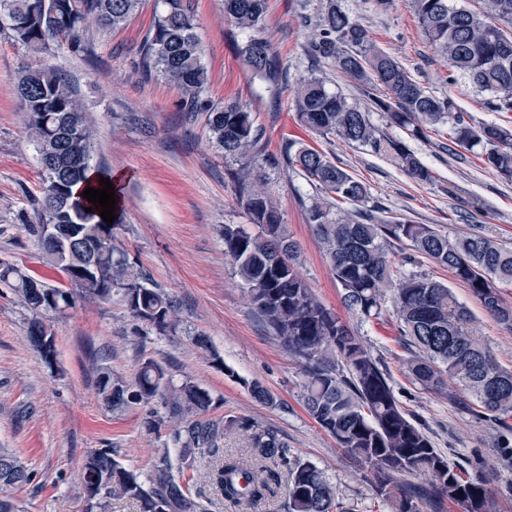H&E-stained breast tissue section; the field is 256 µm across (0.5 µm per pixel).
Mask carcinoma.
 Instances as JSON below:
<instances>
[{"label": "carcinoma", "mask_w": 512, "mask_h": 512, "mask_svg": "<svg viewBox=\"0 0 512 512\" xmlns=\"http://www.w3.org/2000/svg\"><path fill=\"white\" fill-rule=\"evenodd\" d=\"M409 0L425 40L445 60L442 81L454 86L466 79L486 92L490 112H512V0ZM141 0H0V28L31 50L51 55L54 47L91 52L84 35L88 18L104 29L122 26L137 13ZM268 0H224V12L251 32L238 54L253 75L276 82L285 65L268 41L254 36L263 28ZM310 29L308 53L355 81L369 99L360 107L313 75L297 88L298 123L316 135L343 140L385 157L416 182L433 181L430 169L400 138L374 125L382 113L390 127L413 140L448 126L447 141L476 150L486 168L512 178V129L496 122L476 124L450 96H436L393 55L379 48L339 0H325L317 16L302 15ZM137 67L181 89L183 110L204 116L210 142L225 159L240 162L234 172L252 225L226 224L224 262L232 269L254 310L295 358L303 376L302 402L308 414L338 447L360 461L376 495L392 512H423L424 500L459 505L463 512H494L484 478L464 476L434 448L395 397L380 363L355 335L313 295L301 277L300 244L282 222L267 178L251 159L264 150L262 128L237 101L214 102L210 76L196 34L192 0H155L153 18L138 48ZM24 122L36 146L43 172L41 198L28 232L46 264L60 269L68 285L51 286L19 266L0 260V284L11 288L35 312L64 316L81 296L112 298L138 321L160 335L176 331L173 297L130 262L116 243L115 227L82 192L93 170V131L85 107L71 90L68 74L49 60L25 70L17 82ZM278 163L297 171L316 189L306 207L307 223L319 241L344 307L364 320L380 319L387 292L404 348L411 353L409 372L421 388L443 393L448 382L471 398L480 416L506 425L512 419V370L499 367L490 351L468 329L470 310L448 286L417 273L392 278L387 243L407 241L406 262L431 259L467 285L486 312L512 330V304L497 288L512 285V248L481 235L451 238L431 224H411L369 205L370 187L322 149L290 141ZM356 205L337 210L336 201ZM28 341L51 369L56 366L55 336L34 321ZM97 389L108 407L122 411L133 404L161 400L166 413H146L148 433L166 431L147 482L124 468L111 448L90 452L82 464L80 491L90 509L106 512L109 500L125 498L139 512H206L204 494L191 493L171 473L168 449L182 460L210 458L203 474L212 494L235 507L267 498H283L284 512H345L336 486L313 463L293 456L274 430L239 416L209 415L210 393L189 377L176 383L151 359L126 381L99 367ZM246 438L237 454H224V439ZM431 477L430 488L408 480ZM33 473L8 449L0 448V512H17L15 493L32 483Z\"/></svg>", "instance_id": "1"}]
</instances>
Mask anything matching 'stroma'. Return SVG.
I'll list each match as a JSON object with an SVG mask.
<instances>
[{
  "mask_svg": "<svg viewBox=\"0 0 512 512\" xmlns=\"http://www.w3.org/2000/svg\"><path fill=\"white\" fill-rule=\"evenodd\" d=\"M322 0H268L260 35L287 65L271 83L254 77L237 54L245 35L224 14V0H195L197 33L214 101L236 99L264 130V156L255 163L265 173L289 233L302 247L299 272L315 296L361 336L388 373L401 406L419 424L435 448L465 473L483 471L495 498L496 512H512V438L499 424L475 415L457 399L414 384L409 353L398 342L392 311L364 322L341 303L329 262L306 220L312 188L297 173L267 165L286 140L315 143L364 180L373 201L415 224H432L449 235H488L512 246V180L484 168L473 152L440 147L444 137L410 141L427 165L433 182L418 184L389 159L347 145L318 139L293 117L294 92L311 73L328 78L351 101L368 99L329 64L312 63L306 52L308 29L302 12H315ZM378 46L394 53L435 95L452 94L475 121L512 126V113L489 112L483 93L468 81L447 87L445 71L419 30L406 0L380 9L375 0H342ZM154 0H143L137 15L119 29L86 23L91 53L59 51L54 62L68 74L94 127L93 162L118 179L116 236L130 261L172 296L179 325L161 336L135 320L120 295L102 300L78 298L66 318L33 313L14 292L0 286V448L13 450L34 473L31 484L16 492L19 512H86L79 492L85 456L111 448L122 465L146 475L162 444L142 429L146 405L115 412L97 389V366L133 379L146 359L160 363L174 379L192 377L213 398L212 416H245L276 430L292 455L311 461L336 486L352 512H388L365 477L364 467L337 447L306 412L300 400L303 376L252 306L224 262L219 230L246 224L250 216L231 173L236 162L211 146L202 120L181 109L178 86L162 78L144 80L134 68L137 48L149 28ZM41 60L0 30V260L18 264L46 283L66 284L65 275L43 263L26 230L40 197L42 171L35 146L22 120L16 93L19 75ZM419 273L447 283L472 311L479 339L502 367L512 370V331L484 310L468 288L447 269L425 261ZM55 336L56 369H48L27 341L32 319ZM204 335L223 358L215 367L197 349ZM275 397V405L256 400L251 383ZM32 406L17 421L20 406Z\"/></svg>",
  "mask_w": 512,
  "mask_h": 512,
  "instance_id": "35a3bbf8",
  "label": "stroma"
}]
</instances>
